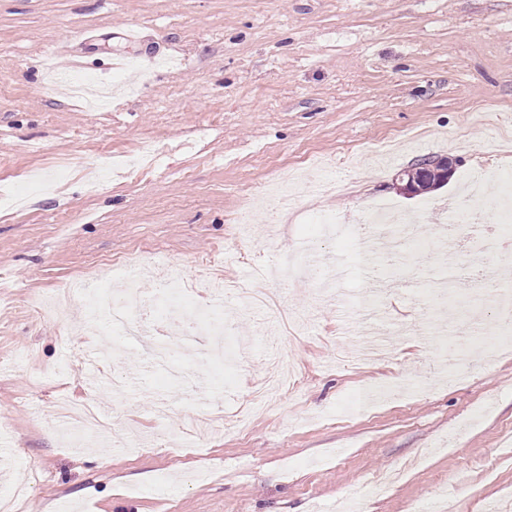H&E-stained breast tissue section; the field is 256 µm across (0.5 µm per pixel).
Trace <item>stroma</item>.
<instances>
[{
    "instance_id": "1",
    "label": "stroma",
    "mask_w": 512,
    "mask_h": 512,
    "mask_svg": "<svg viewBox=\"0 0 512 512\" xmlns=\"http://www.w3.org/2000/svg\"><path fill=\"white\" fill-rule=\"evenodd\" d=\"M140 27L143 40L121 31ZM154 145L138 173L118 164ZM455 163L448 183L409 197L405 171ZM319 169L234 223L287 169ZM512 174V0H0V502L25 512H512V339L471 275L512 288V259L463 256L438 236L445 204L477 175ZM385 206L426 214L415 264L366 256L354 225ZM332 258V297L295 273L272 283L277 311L223 307L219 354L201 330L169 336L172 367L110 337L82 303L34 317L30 297L73 283L154 292L179 266L249 285L278 256ZM133 252L143 266L114 268ZM390 355L340 361L368 325ZM474 366L449 376L443 340ZM114 360L122 391H90L86 353ZM294 361L295 392L233 424L254 385ZM109 418L89 447L66 442L62 399Z\"/></svg>"
}]
</instances>
